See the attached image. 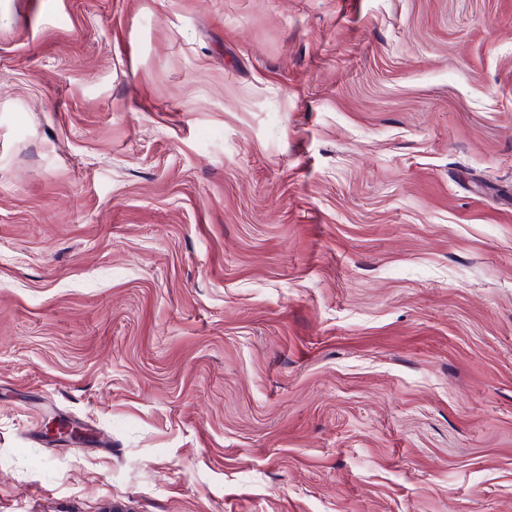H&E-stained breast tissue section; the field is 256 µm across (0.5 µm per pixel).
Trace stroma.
I'll return each instance as SVG.
<instances>
[{"instance_id": "stroma-1", "label": "stroma", "mask_w": 512, "mask_h": 512, "mask_svg": "<svg viewBox=\"0 0 512 512\" xmlns=\"http://www.w3.org/2000/svg\"><path fill=\"white\" fill-rule=\"evenodd\" d=\"M0 512H512V0H0Z\"/></svg>"}]
</instances>
